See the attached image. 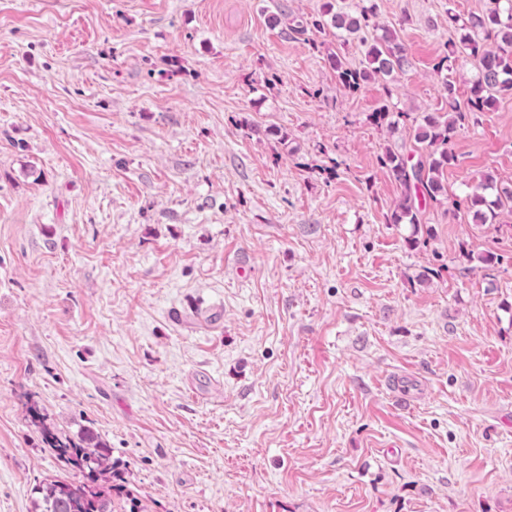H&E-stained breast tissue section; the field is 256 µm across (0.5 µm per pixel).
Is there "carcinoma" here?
Segmentation results:
<instances>
[{"label":"carcinoma","mask_w":512,"mask_h":512,"mask_svg":"<svg viewBox=\"0 0 512 512\" xmlns=\"http://www.w3.org/2000/svg\"><path fill=\"white\" fill-rule=\"evenodd\" d=\"M489 4L487 10L464 18L448 15L458 25L460 36L435 64V70L441 72L451 69L460 58L472 60L476 74L470 95L460 99L454 83L446 79V108L420 119L397 110L392 101L388 82L406 72L409 59L399 32L380 26L376 0H361L352 12L336 9L329 0L310 25L289 26L300 35L310 29L322 34L333 28L340 45L357 39L366 47L360 67L350 65L337 52L329 54L336 83L343 89L356 93L372 81L387 83L386 100L370 114V121L389 134L378 165L400 188L388 223L410 226L405 242L411 248L426 245L434 237L425 218L429 204L440 205L445 200L451 210L472 216L473 223L481 226H493L504 211H512V185L493 170L484 172L462 196L448 197L443 183L444 172L456 163L452 145L459 132L476 120L477 113L492 109L499 98L512 96V0H489ZM29 416L43 445L74 472L71 478L40 483L34 489L33 512H112V491L122 492L124 486L107 443L89 429L71 437L48 425L34 403L29 406Z\"/></svg>","instance_id":"1"}]
</instances>
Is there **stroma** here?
<instances>
[{"label":"stroma","mask_w":512,"mask_h":512,"mask_svg":"<svg viewBox=\"0 0 512 512\" xmlns=\"http://www.w3.org/2000/svg\"><path fill=\"white\" fill-rule=\"evenodd\" d=\"M323 3L0 0V512L63 472L33 402L144 512H512V214L388 224L383 84L328 58L364 47L269 22ZM377 4L398 108L440 110L448 16L489 0ZM453 150L449 192L512 181V97Z\"/></svg>","instance_id":"obj_1"}]
</instances>
